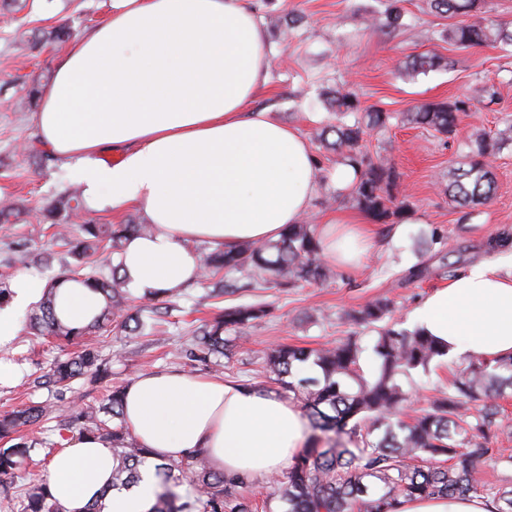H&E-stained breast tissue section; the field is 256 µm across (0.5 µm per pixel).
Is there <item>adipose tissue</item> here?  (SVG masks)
Returning a JSON list of instances; mask_svg holds the SVG:
<instances>
[{"label": "adipose tissue", "instance_id": "ef3b65f1", "mask_svg": "<svg viewBox=\"0 0 512 512\" xmlns=\"http://www.w3.org/2000/svg\"><path fill=\"white\" fill-rule=\"evenodd\" d=\"M105 20L75 39L41 93L32 123L41 146L72 162L88 210L137 209L153 232L130 238L121 273L137 295L178 293L198 279L194 243L225 248L278 240L301 223L319 190L317 159L301 131L252 108L269 82L267 33L251 0H107ZM118 153L108 164L107 152ZM323 258L361 263L368 224L340 213L318 225ZM101 293L57 290L55 313L85 325ZM412 318L451 354H512V262H481L427 295ZM133 436L152 458L203 452L236 481L287 471L307 421L289 401L217 377L137 374L122 399ZM112 447L71 436L50 464L49 491L66 512H150L155 480L112 485Z\"/></svg>", "mask_w": 512, "mask_h": 512}]
</instances>
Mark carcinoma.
<instances>
[{
  "label": "carcinoma",
  "mask_w": 512,
  "mask_h": 512,
  "mask_svg": "<svg viewBox=\"0 0 512 512\" xmlns=\"http://www.w3.org/2000/svg\"><path fill=\"white\" fill-rule=\"evenodd\" d=\"M440 14L479 13L486 0H429ZM448 41L461 47L483 44L512 46V31L494 24L471 23L448 29ZM441 65L436 55L422 54L406 63L412 76ZM336 123L321 130L320 138L336 153L337 163L349 164L360 172L352 187L357 205L375 221L387 222L404 204L396 205L390 187L395 170L384 160L376 161L361 150L369 128L382 127L391 115L373 108L349 124L346 118L357 113L358 100L350 92H335L327 98ZM466 114L465 102L423 103L409 112V122L451 137ZM334 140H329V135ZM512 143V124L492 138H477V153L468 167L452 174L448 185L450 200L459 205L481 204L492 199L495 182L482 158ZM81 192L73 189L57 195L45 208V218L58 227L56 235L67 238L68 223L87 213ZM149 224L82 225V238L71 243L75 265L87 268L89 258L102 257L105 274L66 268L50 281L30 316L29 328L35 336L50 335L79 343L99 331L112 317H123L128 335L138 332L140 315L127 310V289L120 275L119 258L126 240L146 236ZM221 270L238 274L234 281L217 283L221 293L251 288L259 281L273 288H296L302 283L323 282L335 275L320 259L314 229L310 224H290L276 241L255 242L238 250H216L203 260L207 277ZM78 281L104 298L100 314L90 323L70 326L55 314V290L61 281ZM268 314L263 306L228 307L192 330L199 358L226 356L233 347L232 334L242 326ZM393 319L392 303L376 298L347 315L350 324L377 332L372 347L378 362L373 373L361 365L362 348L356 337L348 336L333 346L307 349L277 346L267 355V366L276 381L290 392L301 391L313 434L306 448L294 458L288 471L275 479L285 512H396L402 498L480 497L494 506L492 512H512V484L480 483L478 468L490 462L512 469V455L489 447V431L503 428L499 400L512 391V355L495 359L469 357L457 365L448 391L430 401L411 421L399 417L398 407L406 400L402 380L413 372L427 371L430 364L448 356L421 329L408 331L387 324ZM309 363L321 376L291 381L297 366ZM106 372L99 352L83 346L49 364L44 383L63 387L78 378L97 380ZM290 381H285V377ZM122 391L115 390L101 405H85L62 420V426L92 435L112 446V486L130 487L140 480L139 467L151 451L132 437L122 417ZM42 405H26L0 415V440L12 445L0 448V476H10L30 459V445L22 428L48 416ZM156 503L153 512H256L252 502L231 491L232 482L212 469L200 452L179 461L154 465ZM22 512H65L49 493L47 479L31 478L23 489Z\"/></svg>",
  "instance_id": "carcinoma-1"
}]
</instances>
